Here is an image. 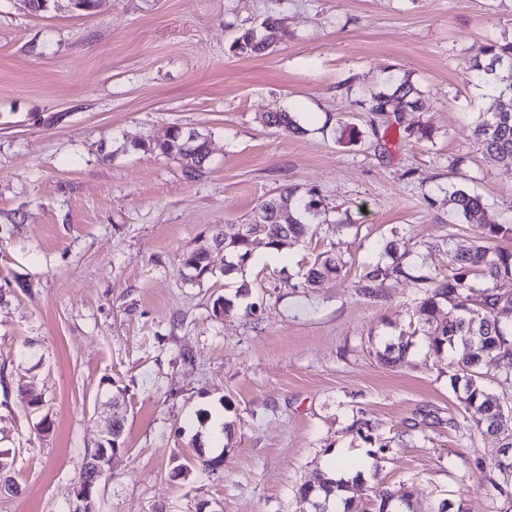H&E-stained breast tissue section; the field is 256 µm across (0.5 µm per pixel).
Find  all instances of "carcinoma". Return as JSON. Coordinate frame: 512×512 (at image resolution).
Masks as SVG:
<instances>
[{
  "label": "carcinoma",
  "mask_w": 512,
  "mask_h": 512,
  "mask_svg": "<svg viewBox=\"0 0 512 512\" xmlns=\"http://www.w3.org/2000/svg\"><path fill=\"white\" fill-rule=\"evenodd\" d=\"M283 36L280 20L269 15L259 26L241 31L233 39L231 50L240 56L262 55ZM473 68L479 83L487 87L497 101V111L480 114L474 121L475 143L481 146L488 162L512 165V41H493L486 45ZM421 96V89L404 78L387 90L371 93L361 105L371 114L394 116L400 125L403 113L419 108ZM261 122L284 133L301 132L291 113L285 110L268 112L261 117ZM146 146L180 161L189 177L199 175L208 157V135L199 131L186 134L177 126L171 127L170 134L163 140L156 138L147 144H131L135 150ZM429 203L448 207L449 218L460 219L480 230L479 240L470 247H448V274H424L416 277V281L423 285L418 315L420 331L429 349L439 354L463 344V337H473L456 363L450 384L452 389H460L461 403L478 415L477 425L487 430L489 426L485 421L497 417L505 401L485 384L483 369L512 375V250L493 248L489 241L501 235H512V226L491 220L483 198L456 184L450 185L443 197L429 199ZM258 214L264 248L279 251L288 242L306 236L310 231L309 219L326 214V209L315 190L303 191L289 186L279 196L263 201ZM216 241L226 257L222 272L239 277L238 295H247L251 284L246 279L245 268L256 250L255 239L221 230ZM407 255L408 251L401 250L398 241L387 242L382 257L367 265L359 287L371 294L377 284L407 275L404 263ZM346 265L347 262L335 253H320L302 274L303 285L317 288L326 280H338ZM183 266L198 279L214 273L207 251L188 253ZM410 348L411 342L401 333L397 340L384 343L377 356L390 364L403 358ZM361 483L360 472L351 479L326 477L315 487L301 486L298 497L311 503L316 512H323L331 501L336 503L339 512H362L356 500L346 495L351 487ZM374 497L376 512H387L395 499L400 500L408 512H416L408 491L397 494L377 489Z\"/></svg>",
  "instance_id": "cac0c4a2"
}]
</instances>
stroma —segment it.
Masks as SVG:
<instances>
[{
    "label": "stroma",
    "mask_w": 512,
    "mask_h": 512,
    "mask_svg": "<svg viewBox=\"0 0 512 512\" xmlns=\"http://www.w3.org/2000/svg\"><path fill=\"white\" fill-rule=\"evenodd\" d=\"M268 15L280 43L230 51ZM494 40H512V0H97L88 13L0 0V455L19 484L0 512H69L111 382L124 449L97 512H310L298 488L341 462L364 470L366 512L377 487L410 491L418 512H512L488 482L498 441L450 386L451 353L416 335L403 360L376 356L418 327L417 284L357 286L392 239L408 263L447 272L441 239L475 237L428 203L450 183L512 225V166L487 162L471 135L495 108L473 70ZM406 76L423 108L370 128L357 100ZM288 109L301 133L261 124ZM341 118L361 143H339ZM402 124L433 137H402ZM173 125L208 135L200 176L130 149ZM289 185L316 189L328 223L257 249L248 296L218 271L184 281L183 254L220 260L216 230L252 223ZM330 249L344 277L302 287ZM220 296L232 314L215 316ZM198 445L223 466L199 468Z\"/></svg>",
    "instance_id": "obj_1"
}]
</instances>
